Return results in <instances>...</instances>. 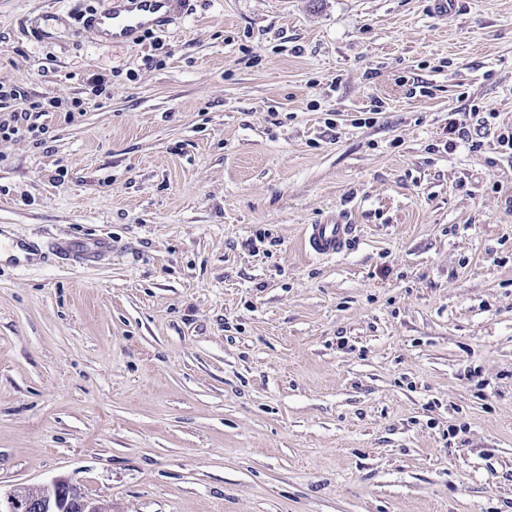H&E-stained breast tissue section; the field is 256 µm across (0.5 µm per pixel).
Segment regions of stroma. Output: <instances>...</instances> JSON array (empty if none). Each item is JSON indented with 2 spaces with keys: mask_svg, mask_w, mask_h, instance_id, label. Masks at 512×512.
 I'll list each match as a JSON object with an SVG mask.
<instances>
[{
  "mask_svg": "<svg viewBox=\"0 0 512 512\" xmlns=\"http://www.w3.org/2000/svg\"><path fill=\"white\" fill-rule=\"evenodd\" d=\"M456 2L190 0L127 47L0 0V121L63 103L0 139V225L112 240L0 266L1 493L512 512V0ZM60 104L62 103L55 97L42 98L40 100L27 103V105L21 109L19 114H14L11 117L10 121H0V137L3 139H9L12 135H16L23 131L33 133V127H27V129L24 130L19 126L20 120H23V115L26 116L27 112L31 111L45 112L49 108L58 109L60 108ZM354 225L336 219L324 224H309L305 229V243L311 253L319 257H333L347 245Z\"/></svg>",
  "mask_w": 512,
  "mask_h": 512,
  "instance_id": "stroma-1",
  "label": "stroma"
}]
</instances>
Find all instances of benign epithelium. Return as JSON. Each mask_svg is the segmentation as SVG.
Wrapping results in <instances>:
<instances>
[{
    "mask_svg": "<svg viewBox=\"0 0 512 512\" xmlns=\"http://www.w3.org/2000/svg\"><path fill=\"white\" fill-rule=\"evenodd\" d=\"M0 512H112V505L88 496L65 479L0 495Z\"/></svg>",
    "mask_w": 512,
    "mask_h": 512,
    "instance_id": "obj_1",
    "label": "benign epithelium"
}]
</instances>
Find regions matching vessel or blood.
I'll return each mask as SVG.
<instances>
[{
  "instance_id": "obj_1",
  "label": "vessel or blood",
  "mask_w": 512,
  "mask_h": 512,
  "mask_svg": "<svg viewBox=\"0 0 512 512\" xmlns=\"http://www.w3.org/2000/svg\"><path fill=\"white\" fill-rule=\"evenodd\" d=\"M186 3L187 0H100L99 9L86 16L83 25L98 41L133 45L146 32L174 24L184 15ZM353 232V225L339 219L310 224L305 229V243L314 255L332 257L344 249ZM111 254L112 240L108 237H61L47 250L36 241L13 238L0 231V257L17 267L51 257L91 266Z\"/></svg>"
}]
</instances>
